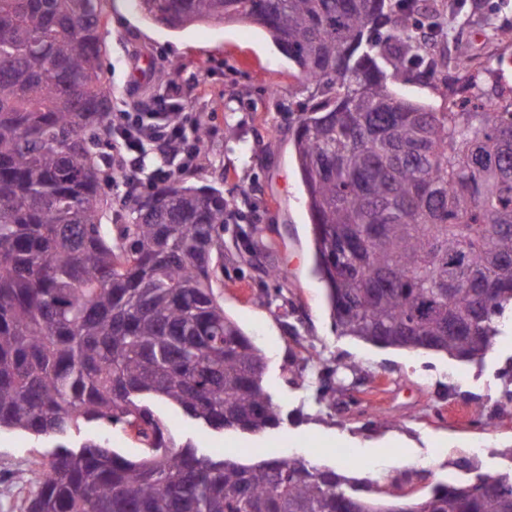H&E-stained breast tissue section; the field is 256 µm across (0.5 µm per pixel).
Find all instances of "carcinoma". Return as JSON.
<instances>
[{"instance_id": "cac0c4a2", "label": "carcinoma", "mask_w": 512, "mask_h": 512, "mask_svg": "<svg viewBox=\"0 0 512 512\" xmlns=\"http://www.w3.org/2000/svg\"><path fill=\"white\" fill-rule=\"evenodd\" d=\"M139 2L169 28L256 25L297 70L293 145L339 335L481 362L512 314V88L471 75L472 104L442 112L397 95L436 67L418 0ZM101 13L0 0V430L56 441L31 463L27 512H512V471L384 503L303 455L246 464L171 434L172 409L219 433L282 417L263 350L214 293L224 193L164 182L101 223ZM83 424L100 432L73 449ZM114 428L141 451L111 447Z\"/></svg>"}]
</instances>
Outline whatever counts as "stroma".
Returning a JSON list of instances; mask_svg holds the SVG:
<instances>
[{"mask_svg": "<svg viewBox=\"0 0 512 512\" xmlns=\"http://www.w3.org/2000/svg\"><path fill=\"white\" fill-rule=\"evenodd\" d=\"M105 80L116 109L137 111L178 83L180 112L201 119L208 135L203 157L184 176L190 185L221 190L242 219L225 225L224 268L214 292L226 314L265 352L264 383L283 416L260 435L199 429L171 413L177 440L200 453L256 462L269 449L305 455L352 481H374L379 493L409 498L437 483L470 479L474 469L512 470V410L501 407L512 373V326L482 363L443 354L380 348L339 336L317 270L307 197L293 148L288 86L292 65L256 26L200 23L168 29L146 19L135 0H103ZM425 21L450 34L437 58L440 73L397 83L396 92L445 110L465 73L452 68L468 56L475 70L512 58V0H427ZM147 61L151 79L135 90L129 60ZM254 229L258 259L238 258L241 232ZM287 270L275 280L270 268ZM355 364L344 387L338 363ZM336 387V405L318 409L309 387ZM54 442L18 431L0 432V512H25L30 463Z\"/></svg>", "mask_w": 512, "mask_h": 512, "instance_id": "1", "label": "stroma"}]
</instances>
